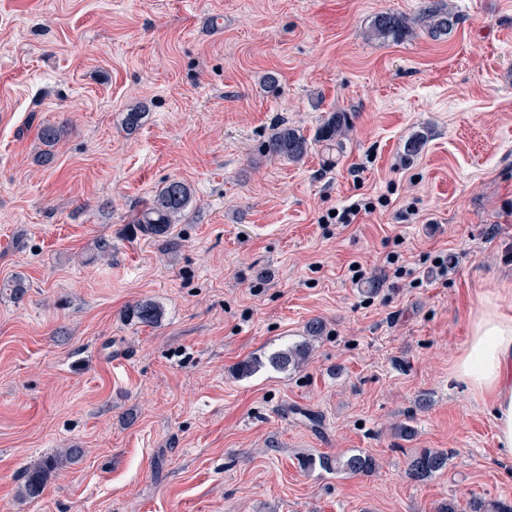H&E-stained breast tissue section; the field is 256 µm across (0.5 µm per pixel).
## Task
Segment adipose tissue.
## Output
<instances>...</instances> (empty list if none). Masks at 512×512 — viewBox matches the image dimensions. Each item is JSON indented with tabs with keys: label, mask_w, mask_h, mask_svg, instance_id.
Segmentation results:
<instances>
[{
	"label": "adipose tissue",
	"mask_w": 512,
	"mask_h": 512,
	"mask_svg": "<svg viewBox=\"0 0 512 512\" xmlns=\"http://www.w3.org/2000/svg\"><path fill=\"white\" fill-rule=\"evenodd\" d=\"M453 374L473 394L489 398L497 445L512 452V317L500 310L496 299H485L473 317Z\"/></svg>",
	"instance_id": "ef3b65f1"
}]
</instances>
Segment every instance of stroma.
<instances>
[{"label": "stroma", "instance_id": "stroma-1", "mask_svg": "<svg viewBox=\"0 0 512 512\" xmlns=\"http://www.w3.org/2000/svg\"><path fill=\"white\" fill-rule=\"evenodd\" d=\"M444 2L451 33L416 22L391 42L369 37L373 17L416 21L427 0H0V512L512 500L492 411L452 373L483 297L512 316V0ZM335 111L352 122L336 160L262 152L274 125L311 135ZM47 124L62 134L41 164ZM417 131L427 144L406 156ZM172 178L193 201L170 253L131 219ZM382 194L357 223L319 221ZM412 199L419 218L398 222ZM394 248L409 275L383 269ZM438 254L444 281L426 273ZM141 300L162 305L158 324L129 318ZM306 340L303 367L267 365ZM249 358L264 367L240 375ZM425 448L447 469L407 479ZM357 451L375 473L302 464ZM79 454V449L68 448L64 455L48 457L42 467L34 469L28 473L26 483L24 485L25 493L29 496L38 495L43 485L44 473L59 465L63 460L62 457H65L66 459H74L78 457Z\"/></svg>", "mask_w": 512, "mask_h": 512}]
</instances>
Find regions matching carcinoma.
Returning <instances> with one entry per match:
<instances>
[{"label":"carcinoma","mask_w":512,"mask_h":512,"mask_svg":"<svg viewBox=\"0 0 512 512\" xmlns=\"http://www.w3.org/2000/svg\"><path fill=\"white\" fill-rule=\"evenodd\" d=\"M418 21L432 35L446 34L456 24L454 14L442 0H429L424 6ZM411 20L394 12H380L374 16L370 34L378 39L400 41L411 32ZM146 117L145 106L137 104L126 112L124 126L127 131L138 130ZM349 129V121L344 112H331L316 128L313 136H307L302 130L285 122L273 129V132L261 144L262 151L271 156L298 163L308 155L312 146L319 145L328 152L343 151V140ZM193 191L187 183L169 179L156 191L153 198L136 216L137 230L142 236L163 243L169 250L179 247L178 237L174 235L175 224L184 220L192 203ZM131 316L139 323L151 325L158 323L162 316V307L155 301L143 300L136 303ZM312 344L304 341L288 346L273 353L269 362L280 371L299 368L309 357ZM80 449L69 448L65 454L46 459L44 465L28 473L24 485L29 496L39 494L43 485L44 473L62 462V458L74 459ZM449 455L442 450H423L408 463L405 475L413 481H424L448 467ZM325 470H339L349 475H369L376 470V459L367 453L358 452L345 457L323 456L319 459ZM465 512H512V504L499 500H486L481 497L470 498L464 507Z\"/></svg>","instance_id":"carcinoma-1"}]
</instances>
